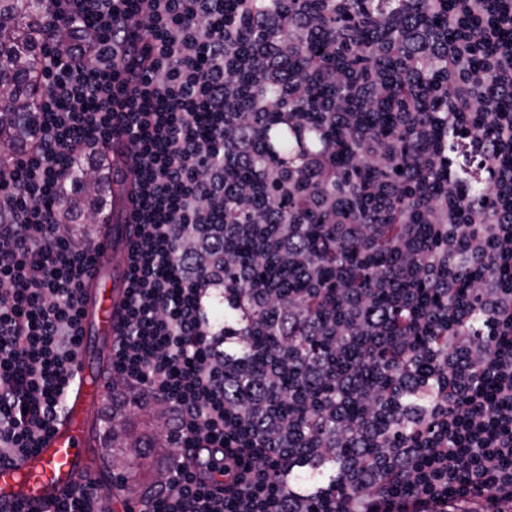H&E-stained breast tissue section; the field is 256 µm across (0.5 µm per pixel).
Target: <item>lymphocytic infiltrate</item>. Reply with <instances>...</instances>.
<instances>
[{
  "label": "lymphocytic infiltrate",
  "instance_id": "1",
  "mask_svg": "<svg viewBox=\"0 0 512 512\" xmlns=\"http://www.w3.org/2000/svg\"><path fill=\"white\" fill-rule=\"evenodd\" d=\"M254 0H54L44 19L34 101L39 128L25 151L0 165V461L27 453L62 413L75 360L80 290L102 240L74 239L75 218L59 202L78 169L100 170L110 152L128 162L139 203L130 231L123 314L112 341L111 409L153 404L166 414L179 451L164 479L141 493V512H512V0H448V33L417 26L405 12L370 14L374 26L407 47L433 43L447 71L439 106L465 153L483 174V193L469 213L452 206L456 185L433 190L424 220L431 240L418 247L405 222L402 173L435 169L428 106L410 105L414 79L394 87L376 60L329 73L318 59L282 80L280 64L317 32L323 18L298 0L258 13ZM287 32L284 41L273 33ZM249 44L256 86L276 97L238 109L242 88L232 64ZM347 87L324 119H343L354 150L373 161L368 195L378 211L336 217L344 176L332 156L314 154L304 175L271 169L267 184L288 210H251L240 220L224 211L236 184L241 202L255 189L235 183L227 156L247 163L253 137L270 113L308 94L328 75ZM394 103L411 148L383 140L347 104ZM325 213L346 244L369 247L383 224L398 226L404 259L369 282L354 270L337 289L338 315L314 310L324 301L320 268L330 247L307 251L297 234L299 208ZM274 225L265 233L264 225ZM230 240L255 244L258 256L295 258L303 288L283 305L226 250ZM492 269H484L485 259ZM249 287L255 306L270 311L260 332H275L262 376L247 377L224 353V336L205 313L214 287ZM444 296L427 317L409 314L421 289ZM310 310L307 334L325 346L352 333L367 336L378 374L351 365L338 372L319 417L301 426L312 403L293 396L284 416L274 393L288 374L293 309ZM494 332L471 329L474 315ZM433 356L436 390L408 409L405 432L380 429L394 389L415 385V368ZM365 385L370 400L360 426L350 422L346 392ZM314 455L335 452L338 485L295 479L300 444Z\"/></svg>",
  "mask_w": 512,
  "mask_h": 512
}]
</instances>
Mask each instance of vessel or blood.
<instances>
[{
	"mask_svg": "<svg viewBox=\"0 0 512 512\" xmlns=\"http://www.w3.org/2000/svg\"><path fill=\"white\" fill-rule=\"evenodd\" d=\"M135 210L127 196L113 206V222L105 227L98 263L84 281L82 337L66 393L65 414L37 448L19 461L0 462V504L14 507L16 512H54L74 483L95 472L92 409L104 398L101 368L112 361V339L126 286L125 269L115 266L112 256L127 252L121 229L133 220Z\"/></svg>",
	"mask_w": 512,
	"mask_h": 512,
	"instance_id": "obj_1",
	"label": "vessel or blood"
}]
</instances>
